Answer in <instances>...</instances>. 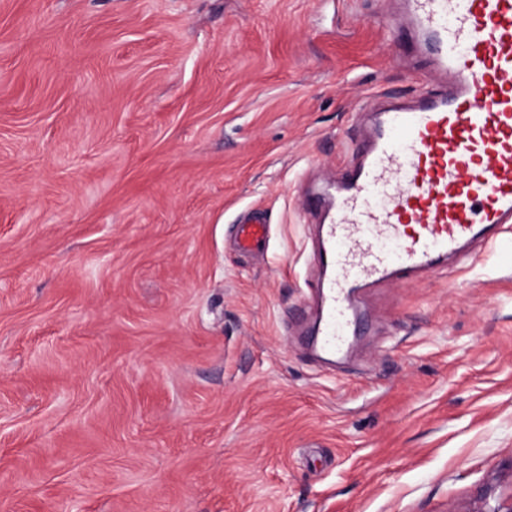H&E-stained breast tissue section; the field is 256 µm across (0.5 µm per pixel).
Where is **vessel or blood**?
Returning <instances> with one entry per match:
<instances>
[{"label": "vessel or blood", "mask_w": 512, "mask_h": 512, "mask_svg": "<svg viewBox=\"0 0 512 512\" xmlns=\"http://www.w3.org/2000/svg\"><path fill=\"white\" fill-rule=\"evenodd\" d=\"M394 39L429 53L442 85L387 99L336 179L319 227L320 321L309 338L339 356L357 328L361 292L433 271L476 239L512 226V0H402ZM269 228L244 216L234 242L261 250Z\"/></svg>", "instance_id": "1"}]
</instances>
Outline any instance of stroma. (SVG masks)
Masks as SVG:
<instances>
[{"label": "stroma", "instance_id": "obj_1", "mask_svg": "<svg viewBox=\"0 0 512 512\" xmlns=\"http://www.w3.org/2000/svg\"><path fill=\"white\" fill-rule=\"evenodd\" d=\"M396 10L0 0V512L512 506V229L372 288L339 364L286 323L305 194L426 69ZM269 228L257 215H246L236 224L234 242L244 252L260 251L266 245Z\"/></svg>", "mask_w": 512, "mask_h": 512}]
</instances>
